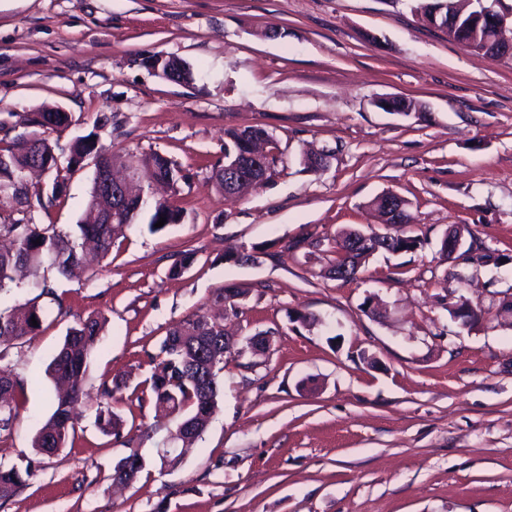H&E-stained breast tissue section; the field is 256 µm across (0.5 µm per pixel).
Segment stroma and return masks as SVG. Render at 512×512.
Returning a JSON list of instances; mask_svg holds the SVG:
<instances>
[{
	"label": "stroma",
	"instance_id": "35a3bbf8",
	"mask_svg": "<svg viewBox=\"0 0 512 512\" xmlns=\"http://www.w3.org/2000/svg\"><path fill=\"white\" fill-rule=\"evenodd\" d=\"M187 61L177 84L148 66ZM421 104L410 116L383 97ZM61 107L67 145L95 134L117 156L161 153L180 168V224L125 227L74 276L47 271L51 294L23 279L0 307L35 302L36 334L0 346L20 383L19 417L0 435V465L29 469L0 512H512V56L495 60L421 22L411 0H0V149L22 120ZM262 125L272 178L241 198L211 179L224 131ZM327 157L308 171L307 151ZM92 159L61 174L24 172L20 199L0 195L1 224L68 231L83 216ZM410 203L415 251L370 257L354 280L328 274L337 234L377 227L370 201ZM464 255L445 259V233ZM311 249L284 250L298 237ZM196 260L169 268L184 250ZM260 251L259 264L235 255ZM249 290L237 314L215 302ZM485 310L461 326L459 299ZM314 316V324L298 314ZM223 318L235 353L202 438L177 463L161 451L176 427L150 390L168 330ZM106 326L83 379L75 433L47 456L33 439L54 410L47 373L68 328ZM271 332L262 355L249 337ZM115 390L122 438L96 423ZM144 465L113 485L131 452Z\"/></svg>",
	"mask_w": 512,
	"mask_h": 512
}]
</instances>
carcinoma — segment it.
<instances>
[{"instance_id":"1","label":"carcinoma","mask_w":512,"mask_h":512,"mask_svg":"<svg viewBox=\"0 0 512 512\" xmlns=\"http://www.w3.org/2000/svg\"><path fill=\"white\" fill-rule=\"evenodd\" d=\"M68 123L65 112H36L25 119L24 124L42 129L60 128ZM271 143V136L260 126L234 128L224 132V158L229 159L249 149L253 144ZM58 144L34 131L28 143L18 152H0V192L13 190L18 192L16 175L28 168L39 167L44 171L58 168ZM70 161L80 163L96 152L112 160V154L98 145L87 135L76 138L67 147ZM130 160L151 165V176L157 183L175 186L182 178L181 170L168 157L158 152L144 155H132ZM212 179L219 192L226 196H238L246 187L233 181L224 167L214 169ZM103 200L99 193L98 176H93L87 216L78 222L70 232H60L54 227H41L37 224L0 225V233L12 238L10 248L0 250V289L13 281V274L19 269H26L33 277V284L40 285V274L53 270L66 277L81 261L77 250V240L93 242L100 252L106 254L112 249V242L125 223H135L136 218L115 219L113 224L100 223ZM146 207H141L137 218L142 217ZM149 229L153 233L166 230L170 225L181 220V210L173 203L157 201L149 209ZM166 223L155 227L160 218ZM394 232L390 235L391 243H385V237H377L376 242L366 241L360 246L353 244L357 229L344 231L345 250L336 252L330 273L340 280L356 278L364 271L370 256L375 254V245H381L380 251L408 252L417 247L418 240L408 235L404 225L393 224ZM42 286V285H40ZM42 292L48 294V285L42 286ZM248 290L237 284H230L226 291L217 297L228 300L227 308L235 312L238 299L246 298ZM41 321L40 310L35 305L25 303L12 309H0V343L21 340L31 336L37 330L31 319ZM105 321L88 318L71 327L56 350L49 364V372L58 381L68 383V388L57 395L55 409L37 432L33 447L41 453H52L56 448L67 444L70 431L74 430L73 409L82 400L81 379L87 371L91 354L104 329ZM233 345L224 344V325L204 316L188 319L173 327L161 344L163 355L158 365L159 373L152 376L151 391L155 400L165 401L171 412L175 413L178 423L182 425L186 438L194 441L205 433L222 393L217 368L224 363V357L231 353ZM18 383L4 374L0 377V433L11 432L17 418L16 394ZM105 401L98 405V425L103 434L116 439L123 437V419L115 410L119 399L114 397V390L104 388ZM143 467V461L137 452H132L115 467V475L127 480L134 479ZM22 472L16 467H0V499L14 496L24 486Z\"/></svg>"}]
</instances>
